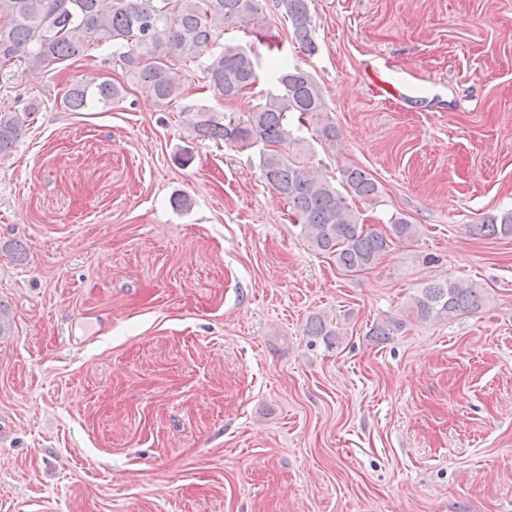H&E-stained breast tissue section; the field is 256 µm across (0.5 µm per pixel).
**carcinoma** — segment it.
I'll list each match as a JSON object with an SVG mask.
<instances>
[{
  "label": "carcinoma",
  "mask_w": 512,
  "mask_h": 512,
  "mask_svg": "<svg viewBox=\"0 0 512 512\" xmlns=\"http://www.w3.org/2000/svg\"><path fill=\"white\" fill-rule=\"evenodd\" d=\"M295 41L313 52L312 15L308 0H279ZM8 22L0 26V66L20 62L40 70L53 62L86 56L91 46L112 48V60L146 96L169 105L185 95L181 75L171 58L201 64L213 91L226 100L244 95L257 83L260 57L239 45L210 51L224 28L250 26L265 36L262 0H0ZM274 91L249 112L182 110L189 135L222 141L227 146L259 147L262 179L283 198L300 234L316 250L336 257L348 273L375 266L395 242L411 240L416 225L404 217L391 218L389 233L360 222L350 200L378 202L379 183L365 170L349 167L341 186L318 169L290 159L283 147L304 141L302 128L312 127L320 145L332 147L340 133L314 77L298 65L273 58ZM124 88L109 80H77L68 86L64 106L72 112L89 107L110 108L123 99ZM32 103L22 112L0 111V158L8 155L21 136ZM470 230L487 238L512 237V211L490 215ZM485 288L475 282L439 280L414 294L402 314L372 328L383 341L403 330L407 320L448 321L475 313L485 303ZM307 335L329 346L340 343L338 327L321 316L310 320Z\"/></svg>",
  "instance_id": "1"
}]
</instances>
